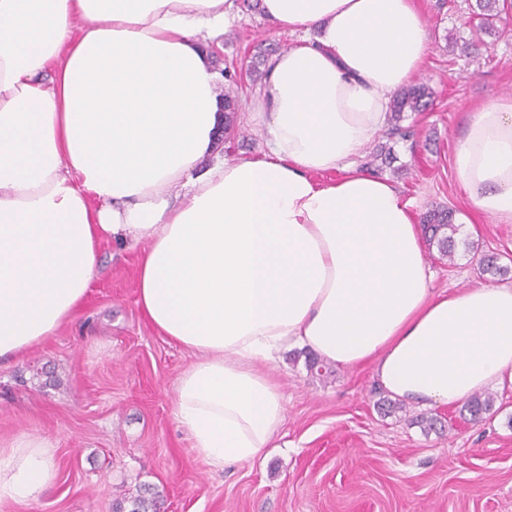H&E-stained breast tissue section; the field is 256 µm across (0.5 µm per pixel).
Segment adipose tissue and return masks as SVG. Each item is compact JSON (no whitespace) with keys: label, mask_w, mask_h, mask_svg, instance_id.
<instances>
[{"label":"adipose tissue","mask_w":512,"mask_h":512,"mask_svg":"<svg viewBox=\"0 0 512 512\" xmlns=\"http://www.w3.org/2000/svg\"><path fill=\"white\" fill-rule=\"evenodd\" d=\"M259 9L296 40L249 102L263 150L229 161L211 41L233 0H0V361L74 318L102 243L139 249L141 315L196 356L174 416L216 471L270 448L285 404L262 369L293 348L371 366L424 408L512 390V286L433 292L412 202L358 164L420 71L422 15ZM454 168L478 211L512 223V99L470 113ZM52 448L0 451V502L54 482Z\"/></svg>","instance_id":"1"}]
</instances>
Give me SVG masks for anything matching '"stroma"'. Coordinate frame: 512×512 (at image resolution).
Returning <instances> with one entry per match:
<instances>
[{
	"instance_id": "1",
	"label": "stroma",
	"mask_w": 512,
	"mask_h": 512,
	"mask_svg": "<svg viewBox=\"0 0 512 512\" xmlns=\"http://www.w3.org/2000/svg\"><path fill=\"white\" fill-rule=\"evenodd\" d=\"M479 0H414L429 35L419 79L433 91L427 112L405 113L412 135H380L360 166L395 182L416 214L447 207L471 216L470 248L454 261L427 249L432 288L454 292L512 285V224L477 213L459 187L454 153L468 112L512 99V0H498L491 32L476 31ZM234 0L237 22L213 42L218 71L235 74L236 135L224 157L258 154L262 140L245 112L258 84L254 66L294 37ZM391 153L392 164L368 163ZM83 307L55 336L0 365V450L19 435L50 439L54 483L30 503L0 512H114L148 486L161 512H512V394L494 415L471 422L459 407L383 416L388 394L369 368L308 371L292 350L269 369L286 400L277 445L252 464L221 471L197 454L173 416L176 386L193 354L161 336L135 303L137 251L107 243ZM493 254L507 275L483 269Z\"/></svg>"
}]
</instances>
